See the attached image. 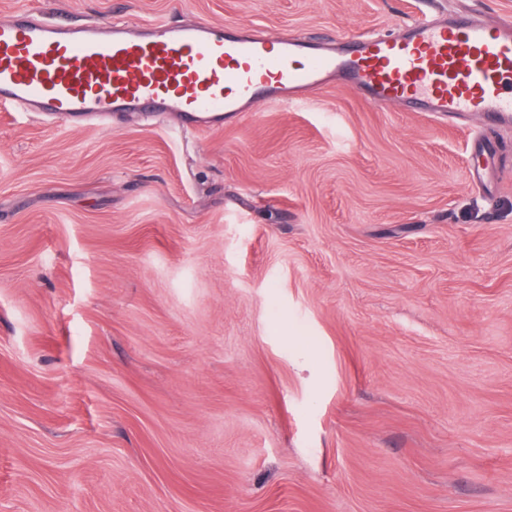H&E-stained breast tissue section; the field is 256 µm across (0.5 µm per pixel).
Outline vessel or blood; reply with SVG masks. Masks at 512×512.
Instances as JSON below:
<instances>
[{
	"label": "vessel or blood",
	"mask_w": 512,
	"mask_h": 512,
	"mask_svg": "<svg viewBox=\"0 0 512 512\" xmlns=\"http://www.w3.org/2000/svg\"><path fill=\"white\" fill-rule=\"evenodd\" d=\"M340 51L296 35L166 21L70 24L19 10L0 20V106L107 117L172 112L217 123L336 76L370 104L512 118V21L458 12L396 35H341Z\"/></svg>",
	"instance_id": "1"
}]
</instances>
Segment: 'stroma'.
Here are the masks:
<instances>
[{
	"instance_id": "obj_1",
	"label": "stroma",
	"mask_w": 512,
	"mask_h": 512,
	"mask_svg": "<svg viewBox=\"0 0 512 512\" xmlns=\"http://www.w3.org/2000/svg\"><path fill=\"white\" fill-rule=\"evenodd\" d=\"M423 0H0L393 34ZM0 512H512V126L333 80L205 126L0 109Z\"/></svg>"
}]
</instances>
